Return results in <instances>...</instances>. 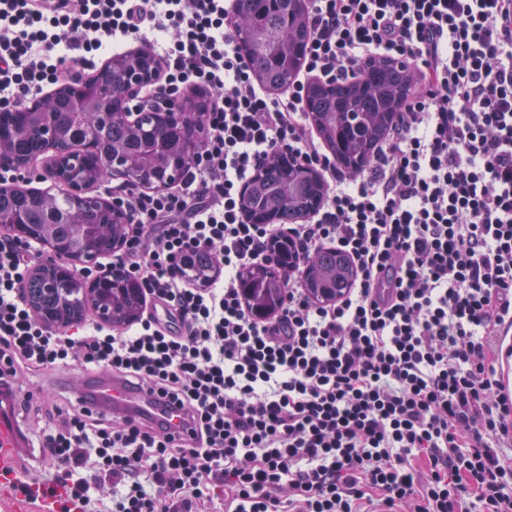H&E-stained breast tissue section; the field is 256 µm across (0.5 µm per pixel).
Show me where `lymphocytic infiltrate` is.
Segmentation results:
<instances>
[{
	"label": "lymphocytic infiltrate",
	"mask_w": 512,
	"mask_h": 512,
	"mask_svg": "<svg viewBox=\"0 0 512 512\" xmlns=\"http://www.w3.org/2000/svg\"><path fill=\"white\" fill-rule=\"evenodd\" d=\"M235 0H0V104L147 45L164 82L146 99L205 89L202 144L163 192L112 196L129 217L111 264L170 309L112 333L54 331L20 293L32 246L0 236V399L18 374L80 361L157 394L194 428L54 407L39 446L60 512H512V395L497 367L512 335V0H308L304 70L280 92L235 44ZM403 61L415 89L373 157L340 169L305 117L315 80ZM283 151L321 170L327 200L304 224H253L241 188ZM285 236L299 260L326 246L355 269L347 294L313 301L288 274L270 318L250 312L244 271ZM192 251L221 275L185 277ZM111 486L95 496L84 475Z\"/></svg>",
	"instance_id": "f902f5d3"
}]
</instances>
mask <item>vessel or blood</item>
Segmentation results:
<instances>
[{"label": "vessel or blood", "instance_id": "b4317fda", "mask_svg": "<svg viewBox=\"0 0 512 512\" xmlns=\"http://www.w3.org/2000/svg\"><path fill=\"white\" fill-rule=\"evenodd\" d=\"M97 386L96 401L111 407L113 414L135 419L162 421L167 433L175 440H182L189 434L190 426L175 407H164L148 390L133 387L123 380L104 372L93 374ZM25 443L13 425L0 421V487L11 490L20 480L17 456Z\"/></svg>", "mask_w": 512, "mask_h": 512}]
</instances>
